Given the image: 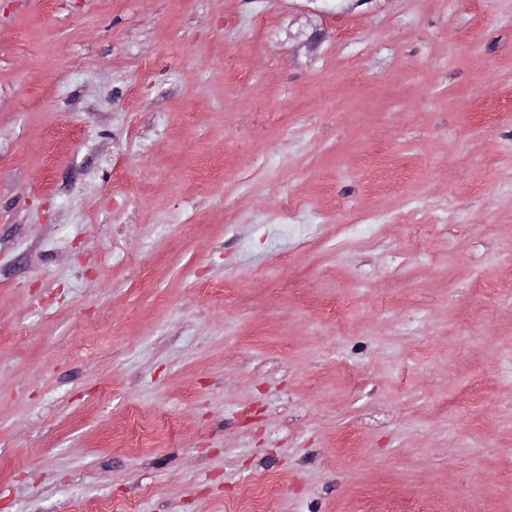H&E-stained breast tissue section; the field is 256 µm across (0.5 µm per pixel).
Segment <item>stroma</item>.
Listing matches in <instances>:
<instances>
[{
    "mask_svg": "<svg viewBox=\"0 0 512 512\" xmlns=\"http://www.w3.org/2000/svg\"><path fill=\"white\" fill-rule=\"evenodd\" d=\"M509 266L512 0H0V512H512ZM280 483H282V478L276 476L270 478L266 485L259 490L245 489L243 494L249 502V511L272 512L273 494Z\"/></svg>",
    "mask_w": 512,
    "mask_h": 512,
    "instance_id": "35a3bbf8",
    "label": "stroma"
}]
</instances>
